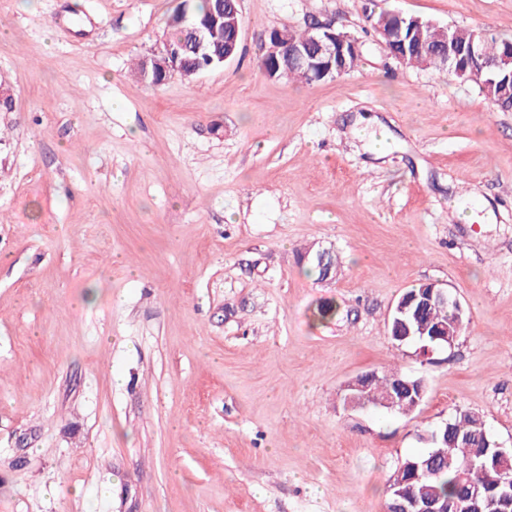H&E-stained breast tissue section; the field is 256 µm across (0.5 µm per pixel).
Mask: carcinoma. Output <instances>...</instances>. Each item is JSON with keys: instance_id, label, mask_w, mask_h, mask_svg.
<instances>
[{"instance_id": "1", "label": "carcinoma", "mask_w": 512, "mask_h": 512, "mask_svg": "<svg viewBox=\"0 0 512 512\" xmlns=\"http://www.w3.org/2000/svg\"><path fill=\"white\" fill-rule=\"evenodd\" d=\"M224 3L231 10L239 8L237 0H193L188 7L177 6L170 20L169 41L175 45L187 39L190 21L207 18ZM403 28L405 34L411 35V40L406 42V63L442 69L450 77L472 80L480 85L485 97L497 101L500 110H512V83H502L497 77L486 75L484 66L486 61L501 57L512 44V38L459 26L446 30L430 20L414 21L410 17ZM450 37L459 44L473 40L480 45V54L468 59L467 70L462 74L448 60ZM232 38L233 31L229 28L209 29L206 34L209 56L215 59L224 54V43ZM207 57L189 52L183 68L201 69L208 65ZM419 320L423 325L446 324L451 331H456L455 309L444 302L426 305ZM403 381L423 383V379L407 376L395 368L374 372L367 395L356 405L370 403L380 407L385 401L399 398ZM448 423V430H437V438L429 443L427 450L400 462L389 485L386 512L412 499L436 502L445 512H512V453L503 455L494 446L483 416L478 412L460 409Z\"/></svg>"}]
</instances>
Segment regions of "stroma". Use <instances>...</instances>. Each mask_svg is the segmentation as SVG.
Here are the masks:
<instances>
[{
	"mask_svg": "<svg viewBox=\"0 0 512 512\" xmlns=\"http://www.w3.org/2000/svg\"><path fill=\"white\" fill-rule=\"evenodd\" d=\"M178 3L0 0V512H384L456 409L512 448V111L368 19L510 37L512 0H240L236 59L154 87ZM313 19L358 67L268 77V32ZM423 282L469 318L428 355L389 333ZM390 367L414 413L344 406Z\"/></svg>",
	"mask_w": 512,
	"mask_h": 512,
	"instance_id": "stroma-1",
	"label": "stroma"
}]
</instances>
